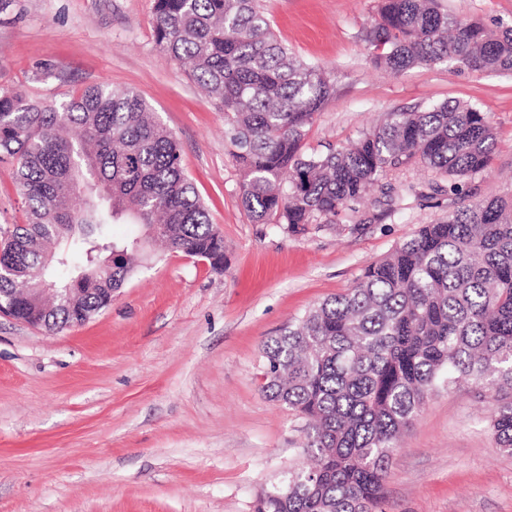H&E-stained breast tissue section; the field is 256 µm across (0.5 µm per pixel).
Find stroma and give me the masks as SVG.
Here are the masks:
<instances>
[{"mask_svg":"<svg viewBox=\"0 0 512 512\" xmlns=\"http://www.w3.org/2000/svg\"><path fill=\"white\" fill-rule=\"evenodd\" d=\"M512 27V0H440ZM380 0H260L277 38L333 84L303 149L339 150L386 113L469 102L497 147L458 194L417 162L354 209L286 233L251 221L224 114L155 41L154 0H13L0 13V86L61 102L96 84L138 91L181 146L185 173L224 237V268L150 246L81 326L51 333L0 314V512H251L299 458L303 423L263 393L262 346L419 227L512 196V74L374 67ZM24 220L15 163L0 161V236ZM482 386L439 387L404 432L382 512H512V455L486 423Z\"/></svg>","mask_w":512,"mask_h":512,"instance_id":"obj_1","label":"stroma"}]
</instances>
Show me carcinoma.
I'll return each mask as SVG.
<instances>
[{"label":"carcinoma","mask_w":512,"mask_h":512,"mask_svg":"<svg viewBox=\"0 0 512 512\" xmlns=\"http://www.w3.org/2000/svg\"><path fill=\"white\" fill-rule=\"evenodd\" d=\"M157 43L186 60L224 110L252 221L297 233L359 202L411 160L457 180L492 162L488 113L448 101L386 113L349 146L307 153L330 100L321 68L271 30L258 0H155ZM371 61L403 73L446 64L512 73V27L491 29L439 0H381ZM17 161L21 224L0 247V294L26 288H110L134 271L149 238L224 267V238L184 173L177 139L136 91L93 85L60 103L0 87V156ZM111 224L144 235L117 240ZM13 317L48 331L68 309ZM262 391L304 421L301 455L261 488L252 512H377L392 455L441 383L492 393L489 426L512 454V198L491 197L425 224L346 293L311 308L264 344Z\"/></svg>","instance_id":"carcinoma-1"}]
</instances>
